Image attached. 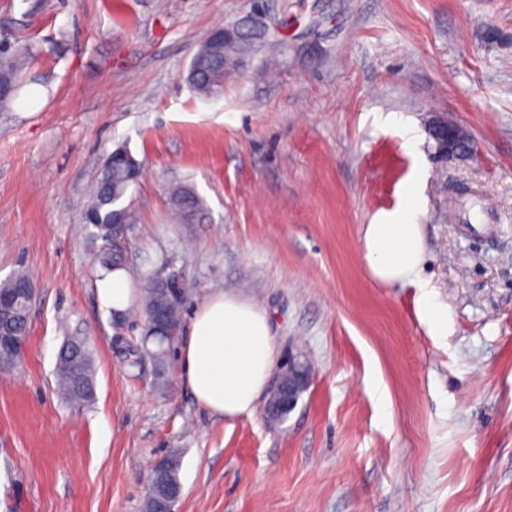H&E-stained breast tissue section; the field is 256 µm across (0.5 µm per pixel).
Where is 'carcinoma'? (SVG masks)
<instances>
[{
    "instance_id": "cac0c4a2",
    "label": "carcinoma",
    "mask_w": 512,
    "mask_h": 512,
    "mask_svg": "<svg viewBox=\"0 0 512 512\" xmlns=\"http://www.w3.org/2000/svg\"><path fill=\"white\" fill-rule=\"evenodd\" d=\"M264 29L254 30L253 40L245 44L238 39L226 40L214 46L204 41L193 57L187 80L190 86L202 96L218 93L224 85V77L235 70L251 56L265 41ZM27 53L12 52L7 46H0V91L4 94L18 90L16 76L26 64ZM140 163L125 148L119 147L107 157L90 190V201L85 210V223L96 232V240H104V234L112 231V225L130 222L132 213L122 205V199L136 181L133 177ZM170 201L174 208L185 217H193L203 211L199 197L185 185L171 189ZM186 283L166 285L162 282H148L141 292L140 306L143 316L160 310L170 325H182L187 299ZM57 381L66 398L77 404H88L95 397L93 360L86 341L73 336L68 338L58 355L56 365ZM180 483V470L164 473L149 485L143 501V512H157L167 499L170 490Z\"/></svg>"
}]
</instances>
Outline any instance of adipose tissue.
<instances>
[{
	"label": "adipose tissue",
	"mask_w": 512,
	"mask_h": 512,
	"mask_svg": "<svg viewBox=\"0 0 512 512\" xmlns=\"http://www.w3.org/2000/svg\"><path fill=\"white\" fill-rule=\"evenodd\" d=\"M402 196L397 210L365 226L363 255L376 280L418 288L423 323L433 335L444 336L448 311L422 276L425 249L415 222L419 184H407ZM96 294L102 309L119 314L137 302L139 291L128 270L117 267L97 280ZM275 359L274 336L264 311L234 294L213 292L195 306L180 339L178 375L200 406L234 418L254 410L267 389Z\"/></svg>",
	"instance_id": "ef3b65f1"
}]
</instances>
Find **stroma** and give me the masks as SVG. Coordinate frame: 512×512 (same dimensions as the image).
Instances as JSON below:
<instances>
[{
  "label": "stroma",
  "mask_w": 512,
  "mask_h": 512,
  "mask_svg": "<svg viewBox=\"0 0 512 512\" xmlns=\"http://www.w3.org/2000/svg\"><path fill=\"white\" fill-rule=\"evenodd\" d=\"M254 17L271 41L199 96L201 43ZM0 43L36 53L0 105V281L36 289L0 373V512H141L172 452L177 512H512V0H0ZM437 120L474 156L439 153ZM120 146L141 164L119 231L134 285L179 273L186 310L215 291L262 308L312 367L283 422L207 412L177 360L161 386L129 367L144 323L100 308L84 222ZM415 174L444 336L363 258ZM175 184L202 218L179 221ZM70 336L94 359L85 406L55 384ZM170 201L174 208L185 217L201 214L203 204L199 197L185 185H176L171 189Z\"/></svg>",
  "instance_id": "1"
}]
</instances>
